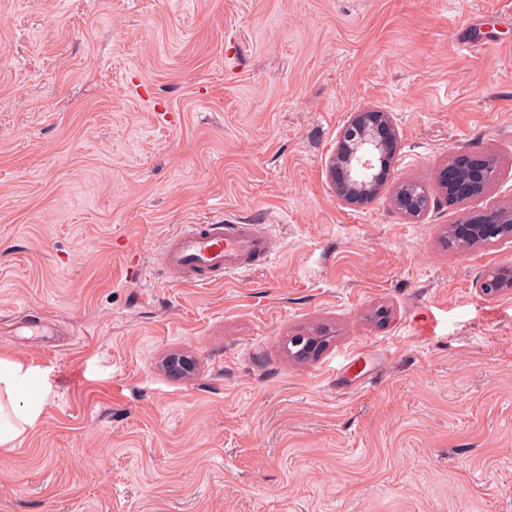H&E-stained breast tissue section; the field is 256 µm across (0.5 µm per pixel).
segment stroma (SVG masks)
<instances>
[{"mask_svg": "<svg viewBox=\"0 0 512 512\" xmlns=\"http://www.w3.org/2000/svg\"><path fill=\"white\" fill-rule=\"evenodd\" d=\"M367 108L388 186L454 152L500 178L417 222L341 202ZM508 203L502 0H0V357L46 392L0 512H512V294L479 292L512 243H442ZM223 220L276 258L167 280L165 238ZM397 147V132L388 112L351 113L327 165L337 198L348 204L377 198L389 178Z\"/></svg>", "mask_w": 512, "mask_h": 512, "instance_id": "35a3bbf8", "label": "stroma"}]
</instances>
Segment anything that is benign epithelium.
Masks as SVG:
<instances>
[{"mask_svg":"<svg viewBox=\"0 0 512 512\" xmlns=\"http://www.w3.org/2000/svg\"><path fill=\"white\" fill-rule=\"evenodd\" d=\"M398 136L387 112L363 110L351 113L339 133L336 149L327 165L328 177L339 200L348 204H364L379 196L397 152ZM500 168L492 157L478 159L459 153L448 160L436 178V191L446 204L457 206L486 192L499 178ZM393 205L403 216L418 219L429 203L422 202L404 184L397 186ZM454 237L466 242V249L478 245H500L512 242V205L491 210L463 224H450ZM487 297L512 293V265L494 269L479 285ZM320 343L314 336H299L293 341L298 358L308 356Z\"/></svg>","mask_w":512,"mask_h":512,"instance_id":"benign-epithelium-1","label":"benign epithelium"}]
</instances>
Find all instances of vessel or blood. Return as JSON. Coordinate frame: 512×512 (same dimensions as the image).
Here are the masks:
<instances>
[{"mask_svg": "<svg viewBox=\"0 0 512 512\" xmlns=\"http://www.w3.org/2000/svg\"><path fill=\"white\" fill-rule=\"evenodd\" d=\"M276 241L263 224H183L164 241L158 264L181 284L209 286L271 263Z\"/></svg>", "mask_w": 512, "mask_h": 512, "instance_id": "1", "label": "vessel or blood"}]
</instances>
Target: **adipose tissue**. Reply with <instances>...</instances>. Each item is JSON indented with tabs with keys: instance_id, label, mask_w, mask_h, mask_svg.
Masks as SVG:
<instances>
[{
	"instance_id": "ef3b65f1",
	"label": "adipose tissue",
	"mask_w": 512,
	"mask_h": 512,
	"mask_svg": "<svg viewBox=\"0 0 512 512\" xmlns=\"http://www.w3.org/2000/svg\"><path fill=\"white\" fill-rule=\"evenodd\" d=\"M46 394L32 368L0 358V446L12 445L33 427Z\"/></svg>"
}]
</instances>
